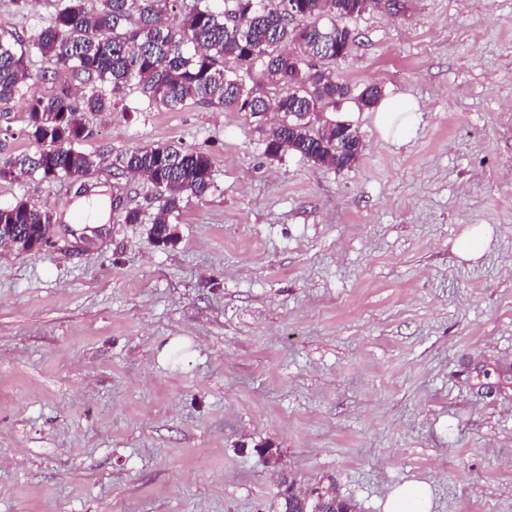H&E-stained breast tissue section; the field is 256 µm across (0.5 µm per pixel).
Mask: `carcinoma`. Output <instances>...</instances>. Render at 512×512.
<instances>
[{"mask_svg":"<svg viewBox=\"0 0 512 512\" xmlns=\"http://www.w3.org/2000/svg\"><path fill=\"white\" fill-rule=\"evenodd\" d=\"M379 0H101L90 13L84 0H59L53 23L30 37L26 49L0 38V105L32 79L25 57L41 56L53 67L86 78L77 101L67 90L27 101L26 136L36 152L0 164V179L36 174L45 181L79 178L94 159L76 145L87 137L79 110L112 111L113 99L132 82L155 103L176 109L187 99L228 107L257 118L277 113L265 136V154L294 152L335 169L354 165L363 142L353 125L304 119L348 93L330 70L311 59L334 60L349 53L356 35L337 20L359 16ZM180 13L174 27L169 16ZM294 45L287 51L285 46ZM276 88L270 98L263 87ZM118 168L137 175L163 195L151 230L164 228L184 196L211 187L207 153L145 145L118 158ZM50 214L29 200L0 207V246L20 247L42 236ZM352 503L317 493L281 494V512H345Z\"/></svg>","mask_w":512,"mask_h":512,"instance_id":"carcinoma-1","label":"carcinoma"}]
</instances>
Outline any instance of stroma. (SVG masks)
Instances as JSON below:
<instances>
[{
	"mask_svg": "<svg viewBox=\"0 0 512 512\" xmlns=\"http://www.w3.org/2000/svg\"><path fill=\"white\" fill-rule=\"evenodd\" d=\"M57 0H0L25 42ZM327 62L357 127L349 168L264 152L263 122L127 88L85 112L90 174L0 180L52 216V246L0 249V512H278L282 479L334 485L356 512L427 483L431 512H512V0H400L347 19ZM0 109V162L34 152L24 98L82 76L30 55ZM412 96L407 142L356 94ZM206 152L176 242L148 237L160 201L117 167L143 145ZM117 201L101 235L73 221ZM141 221H124L126 209ZM491 228L475 260L456 243ZM190 349L159 364L156 347Z\"/></svg>",
	"mask_w": 512,
	"mask_h": 512,
	"instance_id": "stroma-1",
	"label": "stroma"
}]
</instances>
